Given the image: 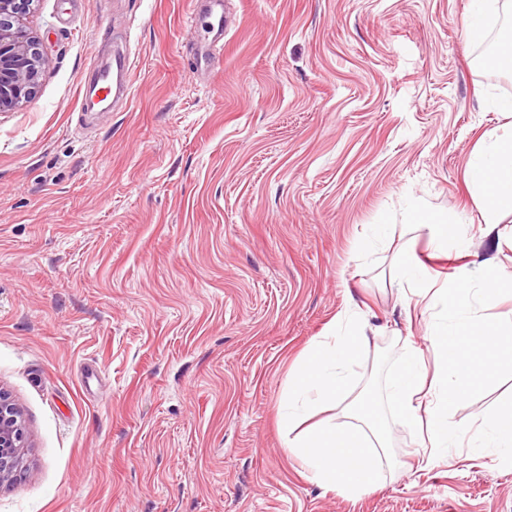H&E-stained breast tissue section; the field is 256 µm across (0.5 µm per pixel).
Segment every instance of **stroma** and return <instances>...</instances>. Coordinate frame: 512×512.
Masks as SVG:
<instances>
[{"instance_id":"35a3bbf8","label":"stroma","mask_w":512,"mask_h":512,"mask_svg":"<svg viewBox=\"0 0 512 512\" xmlns=\"http://www.w3.org/2000/svg\"><path fill=\"white\" fill-rule=\"evenodd\" d=\"M468 0H227L217 45L190 0H35L38 93L0 113V389L29 467L0 512H512V467L455 449L393 464L354 498L289 455L278 407L348 304L384 350L436 365V291L496 263L465 182L512 72L467 41ZM213 71H195L207 47ZM127 101L83 115L95 57ZM459 213L435 247L416 208ZM428 289L403 308L399 260Z\"/></svg>"}]
</instances>
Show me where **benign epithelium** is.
Listing matches in <instances>:
<instances>
[{"mask_svg":"<svg viewBox=\"0 0 512 512\" xmlns=\"http://www.w3.org/2000/svg\"><path fill=\"white\" fill-rule=\"evenodd\" d=\"M34 0H0V112L31 102L48 64L28 19ZM27 433L23 413L0 390V488L24 472Z\"/></svg>","mask_w":512,"mask_h":512,"instance_id":"7a95c632","label":"benign epithelium"}]
</instances>
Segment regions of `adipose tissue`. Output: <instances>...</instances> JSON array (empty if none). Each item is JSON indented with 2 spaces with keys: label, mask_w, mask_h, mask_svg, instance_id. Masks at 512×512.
<instances>
[{
  "label": "adipose tissue",
  "mask_w": 512,
  "mask_h": 512,
  "mask_svg": "<svg viewBox=\"0 0 512 512\" xmlns=\"http://www.w3.org/2000/svg\"><path fill=\"white\" fill-rule=\"evenodd\" d=\"M471 201L481 213L484 237H493L503 214L512 215V134L486 133L480 153L467 163Z\"/></svg>",
  "instance_id": "obj_1"
}]
</instances>
